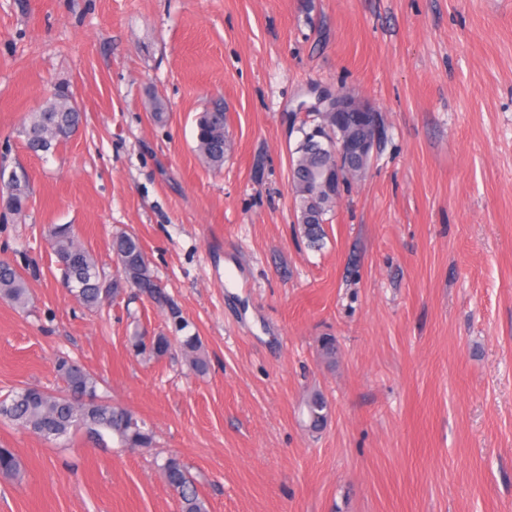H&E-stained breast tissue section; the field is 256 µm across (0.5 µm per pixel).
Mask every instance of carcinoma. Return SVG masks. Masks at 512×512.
<instances>
[{
    "mask_svg": "<svg viewBox=\"0 0 512 512\" xmlns=\"http://www.w3.org/2000/svg\"><path fill=\"white\" fill-rule=\"evenodd\" d=\"M81 120V112L65 94L57 93L23 126L22 133L29 150L46 153L67 141ZM352 118L336 122L334 112H310L300 126L307 139L299 144L291 160L290 180L296 204V224L309 246L318 247L325 238L326 215L337 202L336 175L328 172L321 153V140L340 136L351 126ZM195 150L211 168L219 169L231 149L226 131L224 104L215 102L200 114L196 123ZM29 197L27 185L12 180L7 187L6 206L20 212ZM50 241L62 282L81 304L90 310L99 308L123 287L138 289L166 312L169 331L151 335L139 326L126 337L133 354L144 362L159 361L180 350L188 358L192 370L199 375L208 372L209 363L200 338L182 332L189 322L180 307L158 287L145 248L134 232L120 231L112 236V254L118 265L112 288L103 290L107 280L97 258L77 240L71 225L59 224L50 230ZM0 299L25 309L30 296L22 274L10 263L0 261ZM55 369L65 384L60 394H52L38 385H27L0 398V420L31 432L47 441L69 438L82 432L99 444L115 440L121 448H152L155 435L147 422L125 408L103 401L97 393L98 379L67 356L56 359ZM310 428L321 427L329 412L325 396L315 391L305 403ZM168 486L176 493L180 512H210L207 500L200 494L186 465L169 456L160 465ZM0 472L16 476L21 472L18 456L10 448L0 447Z\"/></svg>",
    "mask_w": 512,
    "mask_h": 512,
    "instance_id": "1",
    "label": "carcinoma"
}]
</instances>
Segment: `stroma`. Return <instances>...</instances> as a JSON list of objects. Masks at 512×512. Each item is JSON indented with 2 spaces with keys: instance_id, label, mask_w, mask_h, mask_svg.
I'll list each match as a JSON object with an SVG mask.
<instances>
[{
  "instance_id": "obj_1",
  "label": "stroma",
  "mask_w": 512,
  "mask_h": 512,
  "mask_svg": "<svg viewBox=\"0 0 512 512\" xmlns=\"http://www.w3.org/2000/svg\"><path fill=\"white\" fill-rule=\"evenodd\" d=\"M60 86L86 119L35 155L23 123ZM317 90L374 105L386 137L312 250L290 160ZM216 99L233 142L219 170L194 138ZM14 178L29 198L0 201V260L32 301L0 300V396L60 390L65 355L157 446L0 423L22 465L0 477V512H179L170 453L210 512H512V0H0V180ZM56 224L109 274L113 232L136 233L208 374L130 354L133 326L165 327L148 299L79 304ZM309 424L311 429H318L327 419L329 412L328 401L325 396L318 392H312L305 403Z\"/></svg>"
}]
</instances>
